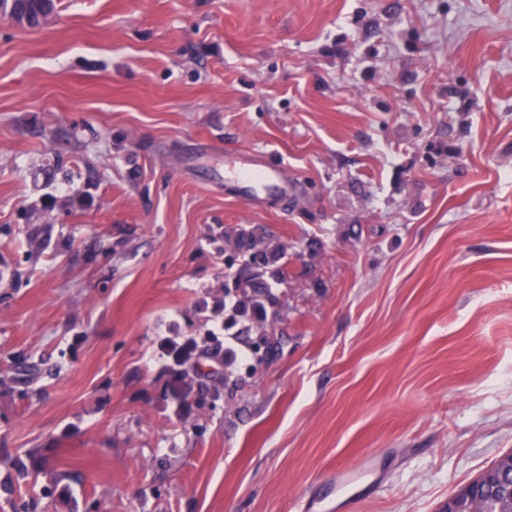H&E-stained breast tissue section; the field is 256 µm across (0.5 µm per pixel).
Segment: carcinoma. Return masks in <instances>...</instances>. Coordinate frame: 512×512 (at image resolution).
I'll use <instances>...</instances> for the list:
<instances>
[{
    "mask_svg": "<svg viewBox=\"0 0 512 512\" xmlns=\"http://www.w3.org/2000/svg\"><path fill=\"white\" fill-rule=\"evenodd\" d=\"M55 10L54 0H0V19L13 17L23 27L42 26ZM224 243V284L216 289L223 295L224 330L236 337L252 356L262 361L279 347V297L273 288L288 277V246L278 238H263L247 224H227L215 235ZM225 365L224 345L215 338L191 342L179 358L181 374L200 382L202 391L228 405L233 392L225 391L235 381L234 372L224 374V381L199 375L191 363L193 352ZM512 466H494L490 479L460 497L458 505L465 512H512Z\"/></svg>",
    "mask_w": 512,
    "mask_h": 512,
    "instance_id": "obj_1",
    "label": "carcinoma"
}]
</instances>
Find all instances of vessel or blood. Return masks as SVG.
<instances>
[{"instance_id":"1","label":"vessel or blood","mask_w":512,"mask_h":512,"mask_svg":"<svg viewBox=\"0 0 512 512\" xmlns=\"http://www.w3.org/2000/svg\"><path fill=\"white\" fill-rule=\"evenodd\" d=\"M224 171L234 179L238 196L247 202L267 195L285 199L295 192L294 185L288 182L279 167L264 162L259 151L226 154Z\"/></svg>"}]
</instances>
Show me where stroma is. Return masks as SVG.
<instances>
[{"instance_id":"1","label":"stroma","mask_w":512,"mask_h":512,"mask_svg":"<svg viewBox=\"0 0 512 512\" xmlns=\"http://www.w3.org/2000/svg\"><path fill=\"white\" fill-rule=\"evenodd\" d=\"M293 197L249 204L224 156ZM221 224L288 245L232 407ZM0 512H440L512 451V0H56L0 19ZM35 461L18 478L12 460ZM55 0H0V19L14 17L26 28L42 26L55 10ZM262 151L254 153L225 155L224 171L237 186V194L246 202L257 201L264 196L274 195L288 199L295 193V186L288 182L279 167L263 161ZM196 349H198L200 357L211 359L218 366L225 367L224 345L219 340L210 337L202 339L201 345L196 341H192L190 345H186V353L178 359L179 362L178 365L177 363L176 365L184 367L181 374L185 378L190 377L191 380H199L202 391L208 394L213 401L220 400L224 397V405H229L233 399V389L230 388V392L226 393L225 388L229 387L230 382H234L235 379H238V376H234V372L232 371L228 373L224 371L223 384L220 380L208 379V376L199 375L198 368L195 367L193 363H190L193 352Z\"/></svg>"}]
</instances>
